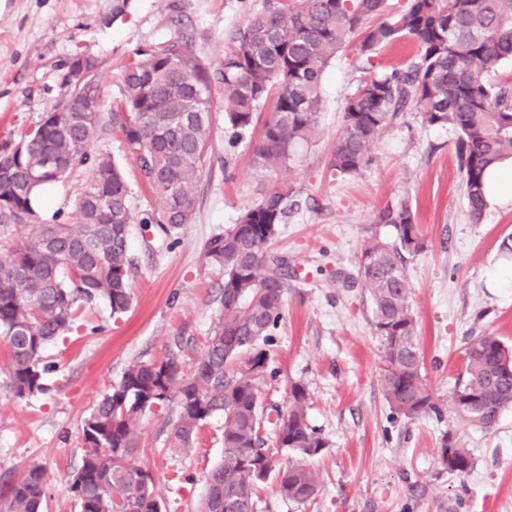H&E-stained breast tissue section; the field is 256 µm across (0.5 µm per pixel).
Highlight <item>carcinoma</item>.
Returning <instances> with one entry per match:
<instances>
[{"label": "carcinoma", "instance_id": "1", "mask_svg": "<svg viewBox=\"0 0 512 512\" xmlns=\"http://www.w3.org/2000/svg\"><path fill=\"white\" fill-rule=\"evenodd\" d=\"M387 12V0H266L235 32L234 48L224 56V124L239 140L272 101L252 154L263 168L288 166L296 146L316 131L321 76L336 54L353 52L365 70L380 47L411 38L418 53L408 64L364 78L346 98L330 165L342 175L360 173L379 137L413 110L426 124L458 131L462 185L478 220L487 206L488 168L512 159V84L488 81L512 62V0H407L399 13ZM87 61L92 74L79 92L65 91L66 111L46 113L18 140L0 138V337L9 348V387L18 399L48 390L53 366L42 362L43 351L73 330L83 305L102 301L118 315L132 303L131 191L111 156L93 149L95 140L109 125L121 131L155 201L140 223L170 246L190 222L191 187L207 157L212 77L187 41L137 51L121 72V99L109 116L101 112L99 62L90 55ZM81 99L93 100L96 110H76ZM80 167L89 178L74 200L75 221L40 220L36 191ZM295 193L289 184L275 186L206 242L205 257L224 270V288L193 371L184 372L174 351L134 362L85 419L81 464L67 486L80 512H162L153 474L138 460L136 423L171 403L177 415L167 450L175 454L192 449L209 419L224 418V453L205 476L197 512H255L257 490L270 479L292 502L318 496L308 459L327 442L307 420L305 386L293 383L288 406L273 408L267 420L255 384L268 368L266 346L284 314L288 256L273 251L271 242L288 222ZM377 222L394 229V243L370 241L355 281L370 296L382 339L381 389L407 418L436 413L421 375L405 264V256L425 250V239L405 201L386 205ZM15 224L27 227L19 242L4 238ZM451 405L470 425L492 430L512 406V350L494 336L472 339ZM265 421L274 432L273 450L261 447ZM283 451L285 463L278 458ZM440 463L456 475L473 467L468 449L452 442L442 447ZM45 485L44 468L28 466L0 495L6 512H41Z\"/></svg>", "mask_w": 512, "mask_h": 512}]
</instances>
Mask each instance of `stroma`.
Returning <instances> with one entry per match:
<instances>
[{"instance_id":"obj_1","label":"stroma","mask_w":512,"mask_h":512,"mask_svg":"<svg viewBox=\"0 0 512 512\" xmlns=\"http://www.w3.org/2000/svg\"><path fill=\"white\" fill-rule=\"evenodd\" d=\"M264 2L130 0L116 17L114 0H0V137H20L56 109L66 90L65 64L78 52L100 63L106 113L120 97V74L136 51L178 36L213 78L194 216L168 249L131 224L130 309L114 316L101 302L85 307L74 330L44 349L45 362L55 366L49 391L23 400L10 391L9 352L0 341V486L37 463L47 472L43 512H79L67 486L81 462L85 418L131 363L174 350L185 370L193 369L224 284L222 269L204 259L205 244L286 182L299 190V205L280 225L274 248L287 255L294 276L257 390L263 406H284L291 385L303 383L308 421L327 446L311 461L321 485L314 502L287 501L270 481L257 491L256 512H512V408L486 432L456 416L450 404L471 339L494 336L512 346V262L500 251L512 235V201L490 199L481 219H473L456 130L422 123L414 112L378 139L371 165L352 176L336 173L330 157L344 102L363 78L348 51L324 70L319 123L311 140L298 145L296 162L275 172L255 167L246 143L234 142L224 126L220 76L233 34ZM94 147L122 167L135 214L148 210L150 191L121 132L105 131ZM88 178V170L79 169L56 184L40 219L73 222L74 198ZM399 201L411 206L426 239L407 271L421 372L438 406L412 420L394 412L382 392L383 346L369 295L343 282L368 241L394 242L392 227L377 215ZM174 418L169 408L141 417L138 454L153 473L162 512H195L204 477L222 455L224 421L210 419L189 453L174 454L166 449ZM449 439L469 449L467 475L440 465Z\"/></svg>"}]
</instances>
